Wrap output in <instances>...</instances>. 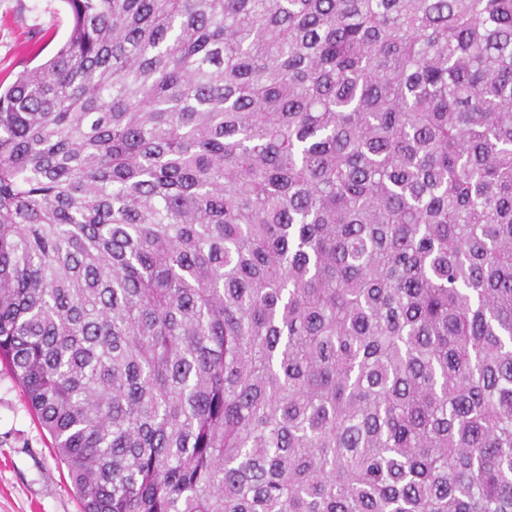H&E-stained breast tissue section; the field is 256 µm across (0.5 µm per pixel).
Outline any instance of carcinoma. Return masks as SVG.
<instances>
[{
	"label": "carcinoma",
	"mask_w": 512,
	"mask_h": 512,
	"mask_svg": "<svg viewBox=\"0 0 512 512\" xmlns=\"http://www.w3.org/2000/svg\"><path fill=\"white\" fill-rule=\"evenodd\" d=\"M65 2L0 361L83 512H512V0Z\"/></svg>",
	"instance_id": "carcinoma-1"
}]
</instances>
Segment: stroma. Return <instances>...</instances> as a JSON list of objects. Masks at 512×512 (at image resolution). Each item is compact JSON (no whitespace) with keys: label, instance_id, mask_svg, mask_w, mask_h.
Here are the masks:
<instances>
[{"label":"stroma","instance_id":"stroma-1","mask_svg":"<svg viewBox=\"0 0 512 512\" xmlns=\"http://www.w3.org/2000/svg\"><path fill=\"white\" fill-rule=\"evenodd\" d=\"M73 25L65 0H0V83L54 54ZM0 512H81L79 500L6 364L0 363Z\"/></svg>","mask_w":512,"mask_h":512}]
</instances>
